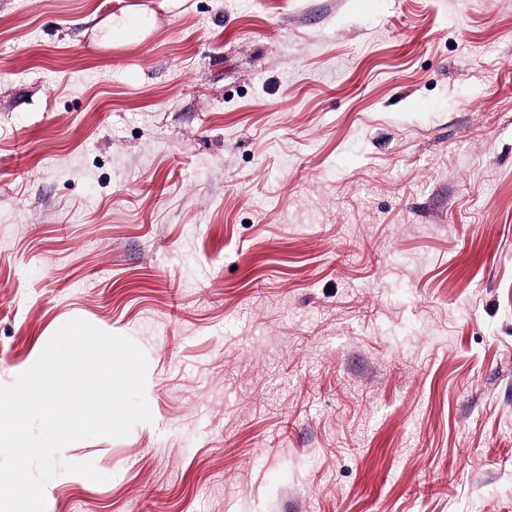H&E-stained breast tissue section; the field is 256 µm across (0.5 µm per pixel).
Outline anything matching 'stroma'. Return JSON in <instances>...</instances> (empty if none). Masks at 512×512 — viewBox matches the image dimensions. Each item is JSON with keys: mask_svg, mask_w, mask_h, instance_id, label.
Listing matches in <instances>:
<instances>
[{"mask_svg": "<svg viewBox=\"0 0 512 512\" xmlns=\"http://www.w3.org/2000/svg\"><path fill=\"white\" fill-rule=\"evenodd\" d=\"M75 318L45 512H512V0H0V384Z\"/></svg>", "mask_w": 512, "mask_h": 512, "instance_id": "stroma-1", "label": "stroma"}]
</instances>
